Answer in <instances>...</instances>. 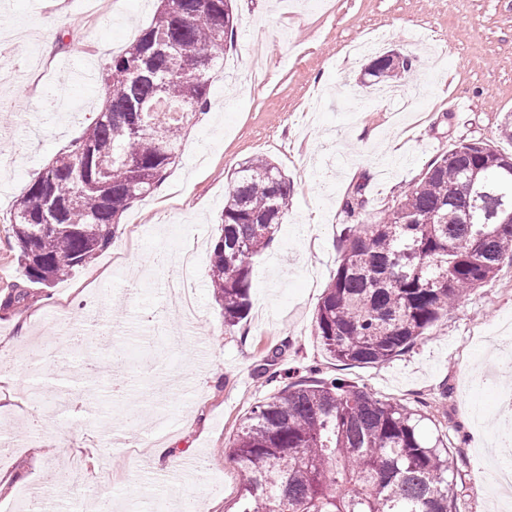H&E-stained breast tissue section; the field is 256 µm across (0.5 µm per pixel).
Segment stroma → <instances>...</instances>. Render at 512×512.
Returning <instances> with one entry per match:
<instances>
[{
	"instance_id": "35a3bbf8",
	"label": "stroma",
	"mask_w": 512,
	"mask_h": 512,
	"mask_svg": "<svg viewBox=\"0 0 512 512\" xmlns=\"http://www.w3.org/2000/svg\"><path fill=\"white\" fill-rule=\"evenodd\" d=\"M157 0H114L91 15L80 0H0V294L28 286V307L0 309V512H72L102 498L111 512H154L157 500L190 498L225 512L242 482L225 447L240 420L284 372L306 365L418 410L458 464L459 512H493L478 494V450L496 420L479 391V420L458 410L462 380L512 323V290L497 278L464 293L430 332L386 363L345 365L314 335L318 302L340 259L348 191L367 180L366 223L384 217L439 154L482 140L512 152L500 125L512 114V0H235L236 35L214 78L210 104L191 126L163 182L128 209L96 259L53 287L27 284L8 232L13 201L93 120L101 87L72 82L73 67L100 77L106 55L152 21ZM54 25H46L48 14ZM376 51L415 57L398 96L361 79L371 54L350 56L370 29ZM69 31L75 48L61 46ZM269 44L254 75L249 44ZM272 160L290 183L288 211L253 259L246 322L225 330L209 285L210 252L224 195L239 164ZM197 241L199 320L187 323L164 291L181 243ZM45 398L25 396L33 359ZM27 408L26 417L14 410ZM54 447H46L47 439ZM164 444L172 465L204 461L168 481L145 457Z\"/></svg>"
}]
</instances>
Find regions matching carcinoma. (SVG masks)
<instances>
[{"label":"carcinoma","mask_w":512,"mask_h":512,"mask_svg":"<svg viewBox=\"0 0 512 512\" xmlns=\"http://www.w3.org/2000/svg\"><path fill=\"white\" fill-rule=\"evenodd\" d=\"M152 23L102 76L105 104L57 153L10 212L27 281L50 288L92 262L114 225L175 162L184 130L207 106L234 32L232 0H160ZM413 60L377 56L388 82ZM512 159L483 142L439 155L377 224L341 239V260L318 303L315 336L347 365L382 364L411 347L470 290L512 261ZM367 180L344 212L364 209ZM289 186L266 158L241 163L224 195L210 285L232 330L249 310L251 259L273 240ZM13 288L0 308L29 304ZM229 453L244 483L227 512H457L454 459L410 408L343 379L298 380L242 419Z\"/></svg>","instance_id":"1"}]
</instances>
